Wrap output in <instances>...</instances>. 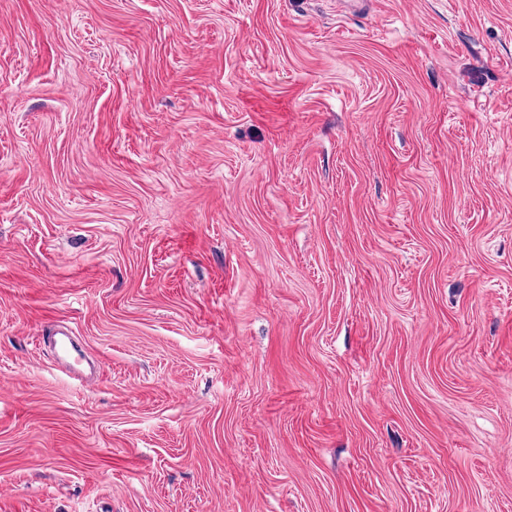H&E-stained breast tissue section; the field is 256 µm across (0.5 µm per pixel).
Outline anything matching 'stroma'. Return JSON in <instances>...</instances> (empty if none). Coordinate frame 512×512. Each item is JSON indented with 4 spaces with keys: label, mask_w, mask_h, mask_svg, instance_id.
<instances>
[{
    "label": "stroma",
    "mask_w": 512,
    "mask_h": 512,
    "mask_svg": "<svg viewBox=\"0 0 512 512\" xmlns=\"http://www.w3.org/2000/svg\"><path fill=\"white\" fill-rule=\"evenodd\" d=\"M0 512H512V0H0Z\"/></svg>",
    "instance_id": "obj_1"
}]
</instances>
